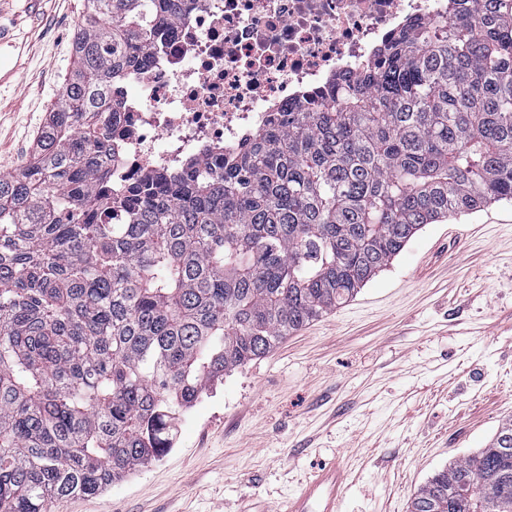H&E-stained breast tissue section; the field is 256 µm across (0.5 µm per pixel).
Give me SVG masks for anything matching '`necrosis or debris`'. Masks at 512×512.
Segmentation results:
<instances>
[{
  "label": "necrosis or debris",
  "mask_w": 512,
  "mask_h": 512,
  "mask_svg": "<svg viewBox=\"0 0 512 512\" xmlns=\"http://www.w3.org/2000/svg\"><path fill=\"white\" fill-rule=\"evenodd\" d=\"M447 0H182L147 66L112 87L117 187L186 174L232 152L273 113L371 61L385 38Z\"/></svg>",
  "instance_id": "1"
}]
</instances>
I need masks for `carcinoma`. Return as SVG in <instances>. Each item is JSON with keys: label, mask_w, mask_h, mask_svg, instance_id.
<instances>
[{"label": "carcinoma", "mask_w": 512, "mask_h": 512, "mask_svg": "<svg viewBox=\"0 0 512 512\" xmlns=\"http://www.w3.org/2000/svg\"><path fill=\"white\" fill-rule=\"evenodd\" d=\"M469 2L410 22L214 166L114 192L112 81L147 65L178 0H87L32 159L0 175V512L105 492L424 225L512 201V0ZM410 512H512V418Z\"/></svg>", "instance_id": "obj_1"}]
</instances>
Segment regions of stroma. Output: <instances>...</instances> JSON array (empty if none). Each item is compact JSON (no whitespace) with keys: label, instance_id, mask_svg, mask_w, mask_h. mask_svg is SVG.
Returning a JSON list of instances; mask_svg holds the SVG:
<instances>
[{"label":"stroma","instance_id":"obj_1","mask_svg":"<svg viewBox=\"0 0 512 512\" xmlns=\"http://www.w3.org/2000/svg\"><path fill=\"white\" fill-rule=\"evenodd\" d=\"M86 0H0V173L31 157L75 65ZM512 418V201L426 225L351 301L225 376L159 460L53 512H282L347 456L342 512H408L415 490Z\"/></svg>","mask_w":512,"mask_h":512}]
</instances>
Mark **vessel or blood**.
Masks as SVG:
<instances>
[{
    "instance_id": "vessel-or-blood-1",
    "label": "vessel or blood",
    "mask_w": 512,
    "mask_h": 512,
    "mask_svg": "<svg viewBox=\"0 0 512 512\" xmlns=\"http://www.w3.org/2000/svg\"><path fill=\"white\" fill-rule=\"evenodd\" d=\"M348 489L347 464L339 456L302 481L283 512H341Z\"/></svg>"
}]
</instances>
